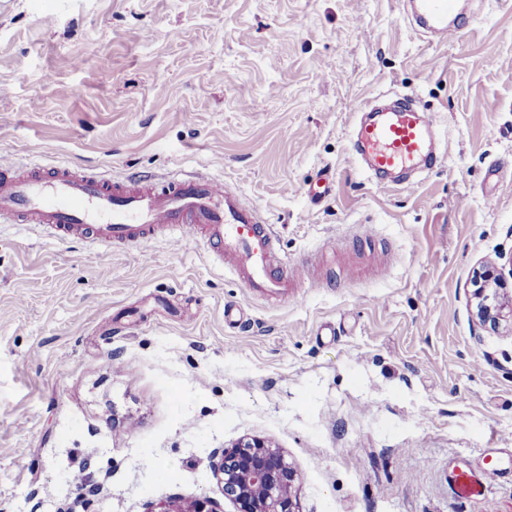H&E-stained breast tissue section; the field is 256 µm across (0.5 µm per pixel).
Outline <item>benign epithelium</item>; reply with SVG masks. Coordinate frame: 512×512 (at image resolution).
Segmentation results:
<instances>
[{"mask_svg":"<svg viewBox=\"0 0 512 512\" xmlns=\"http://www.w3.org/2000/svg\"><path fill=\"white\" fill-rule=\"evenodd\" d=\"M511 280L512 271L506 275L493 267L477 273L473 286L480 326L491 330L500 326L504 310L500 293L508 289ZM217 477L237 512H298L291 493L295 471L278 449L259 440L224 449ZM159 512H215V508L210 500L197 499L164 506Z\"/></svg>","mask_w":512,"mask_h":512,"instance_id":"benign-epithelium-1","label":"benign epithelium"}]
</instances>
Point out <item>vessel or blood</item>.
<instances>
[{"label": "vessel or blood", "instance_id": "b4317fda", "mask_svg": "<svg viewBox=\"0 0 512 512\" xmlns=\"http://www.w3.org/2000/svg\"><path fill=\"white\" fill-rule=\"evenodd\" d=\"M411 10L418 28L438 40L466 25L458 0H413ZM436 132L429 112L405 98L363 112L353 127V149L379 186L410 188L438 162ZM0 217L48 227L60 240L108 245L136 242L160 229L185 240L203 235L250 292L284 297L295 281L272 226L230 186L203 175L116 183L68 164L22 168L0 158Z\"/></svg>", "mask_w": 512, "mask_h": 512}]
</instances>
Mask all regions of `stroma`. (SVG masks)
I'll return each mask as SVG.
<instances>
[{
  "label": "stroma",
  "mask_w": 512,
  "mask_h": 512,
  "mask_svg": "<svg viewBox=\"0 0 512 512\" xmlns=\"http://www.w3.org/2000/svg\"><path fill=\"white\" fill-rule=\"evenodd\" d=\"M468 2L440 43L407 0H0V156L223 180L311 274L267 299L202 238L1 218L0 512H61L78 471L89 512H236L213 464L250 438L296 471L299 512H512V324L471 298L512 254V0ZM387 94L447 144L410 189L352 151ZM487 452L498 477L460 496Z\"/></svg>",
  "instance_id": "obj_1"
}]
</instances>
